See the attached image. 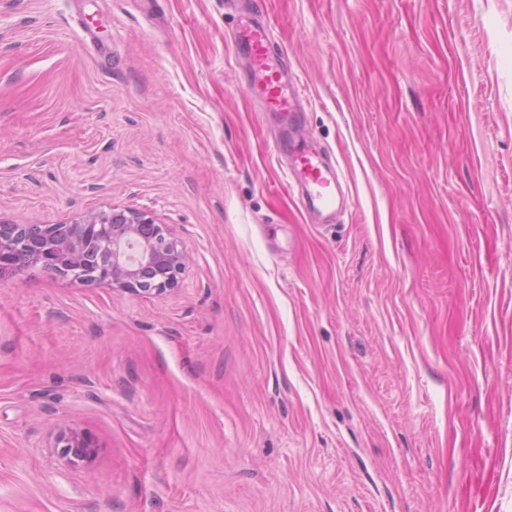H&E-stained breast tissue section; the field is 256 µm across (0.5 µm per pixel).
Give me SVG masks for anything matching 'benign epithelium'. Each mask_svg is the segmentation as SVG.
I'll use <instances>...</instances> for the list:
<instances>
[{
    "label": "benign epithelium",
    "mask_w": 512,
    "mask_h": 512,
    "mask_svg": "<svg viewBox=\"0 0 512 512\" xmlns=\"http://www.w3.org/2000/svg\"><path fill=\"white\" fill-rule=\"evenodd\" d=\"M185 262L169 225L144 212L112 207L70 224L0 219V279L39 270L136 295H160L175 287ZM58 444L69 464L92 454V443L77 434L60 435Z\"/></svg>",
    "instance_id": "obj_1"
}]
</instances>
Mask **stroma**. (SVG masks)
Returning a JSON list of instances; mask_svg holds the SVG:
<instances>
[{
    "mask_svg": "<svg viewBox=\"0 0 512 512\" xmlns=\"http://www.w3.org/2000/svg\"><path fill=\"white\" fill-rule=\"evenodd\" d=\"M250 2L333 223L225 0H0V218L187 256L153 296L0 279V512H512V0ZM238 43L248 60V90L257 96L268 112L288 121V112H295L298 88L288 82V63L275 58L271 50V33L262 23H248L237 29ZM293 150L296 157L293 175L308 187L312 206L318 210L332 208L335 198L330 189V181L323 175L322 159L319 156L305 152L304 149L295 145ZM57 444V448H63L61 453L66 462L73 465L87 461L92 454L91 448H94L89 440L77 434H62Z\"/></svg>",
    "mask_w": 512,
    "mask_h": 512,
    "instance_id": "obj_1",
    "label": "stroma"
}]
</instances>
